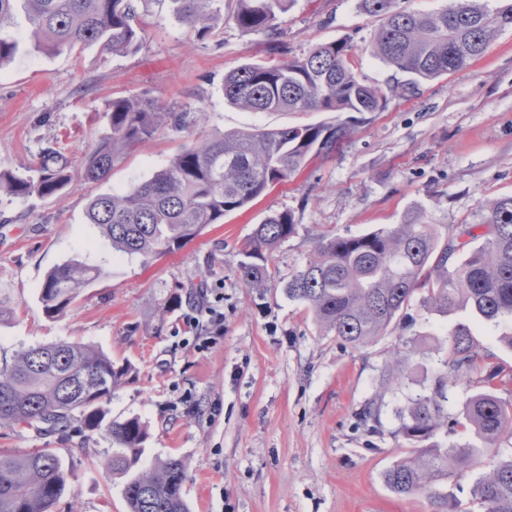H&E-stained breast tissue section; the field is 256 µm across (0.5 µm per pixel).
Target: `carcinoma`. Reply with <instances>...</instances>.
I'll use <instances>...</instances> for the list:
<instances>
[{
  "label": "carcinoma",
  "mask_w": 512,
  "mask_h": 512,
  "mask_svg": "<svg viewBox=\"0 0 512 512\" xmlns=\"http://www.w3.org/2000/svg\"><path fill=\"white\" fill-rule=\"evenodd\" d=\"M141 0H0V68L21 47L35 53L79 57L92 45L106 53L137 51ZM173 12L195 35L216 34L224 13L221 0H171ZM291 0H235L232 19L246 32L270 43L282 35L279 16ZM363 13L378 18L372 48L384 64L419 81L456 71L480 57L499 33L512 31V0L491 9L483 0H448L438 11L421 12L398 0H359ZM28 22L27 43L14 36L17 10ZM354 47L347 40L316 45L301 58L250 63L224 75V100L250 112H378L386 94L357 73ZM105 116L108 132L85 157L77 174L55 144L42 148L37 176L0 174V198L52 196L72 185L98 182L139 142L164 127L184 129L185 112H167L144 94L114 97ZM349 126L296 125L252 131L215 132L183 146L150 178L122 192L100 194L86 207L88 223L99 227L112 249L151 258L183 247L211 224L241 209L270 187L295 174L312 153L329 151L347 136ZM481 234L461 224L445 244L424 212L413 210L399 224L359 236L322 235L311 255L283 286L288 299L305 306L313 320L340 345L357 349L382 335L394 322L410 326L412 298L423 291L424 307L448 314L470 309L487 321L512 320V196L482 207ZM296 231L292 211L276 212L257 225L244 245L238 278L261 291L273 275L269 257ZM482 243L456 258L468 241ZM101 274L70 260L50 270L39 297L46 316L57 317ZM485 361L471 326L456 323L448 332V356L435 372L430 392L408 398L397 411V433L410 445L408 455L384 473L396 495L425 492L435 512H512V455L501 456L498 442L512 437V400L496 395L505 385L501 369L482 379L485 390L466 400L464 421L448 417L447 387ZM132 371L104 352L62 342L16 352L0 360V427H23L39 435L69 439L75 424L90 432L102 428L112 437V474L123 479L129 512H189L183 494L184 461L169 457L139 468L147 426L137 418L108 420L112 388ZM384 396L379 393L359 413L378 432ZM446 427L470 431L480 444L445 447L434 440ZM491 459L488 471L470 486L468 504L440 487L460 479ZM68 472L53 448L23 454L0 450V512H50L63 494Z\"/></svg>",
  "instance_id": "1"
}]
</instances>
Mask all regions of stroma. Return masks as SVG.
I'll list each match as a JSON object with an SVG mask.
<instances>
[{
  "label": "stroma",
  "mask_w": 512,
  "mask_h": 512,
  "mask_svg": "<svg viewBox=\"0 0 512 512\" xmlns=\"http://www.w3.org/2000/svg\"><path fill=\"white\" fill-rule=\"evenodd\" d=\"M141 12L137 52L92 46L74 58L22 51L0 69V173L35 175L41 149L53 141L80 165L115 96L146 93L164 110L197 119L135 145L101 182L0 201V295L11 307L0 316V357L80 342L130 361L136 372L113 389L109 416L147 425L143 465L170 456L186 462L189 512H433L426 495L399 497L384 483V471L408 447L396 412L428 391L457 322L471 324L484 368L512 371L502 326L467 310L428 311L418 294L410 330L393 325L373 343L346 349L283 285L321 234L398 224L419 206L445 237L478 223L485 203L512 195V31L470 67L407 94V74L373 55L378 22L357 0H291L278 46L229 19L219 36L196 38L167 0H143ZM341 39L354 44L364 82L390 95L381 111L352 113L351 132L334 151L311 154L290 179L157 258L113 253L88 223L92 197L149 178L189 140L216 130L335 125V112H245L225 101L221 87L226 73L278 50L300 56ZM284 210L294 212L297 229L272 254L274 282L262 293L245 288L237 276L240 248L257 224ZM72 259L102 274L65 315L48 318L39 302L44 279ZM198 282L206 285L201 302L163 313L175 284ZM194 315L199 325L189 324ZM406 332L418 339L408 379L383 388L381 369L395 361ZM379 392L385 405L373 435L358 413ZM0 448L57 450L69 479L51 512H128L122 481L106 467L113 445L105 432L61 442L0 429Z\"/></svg>",
  "instance_id": "stroma-1"
}]
</instances>
